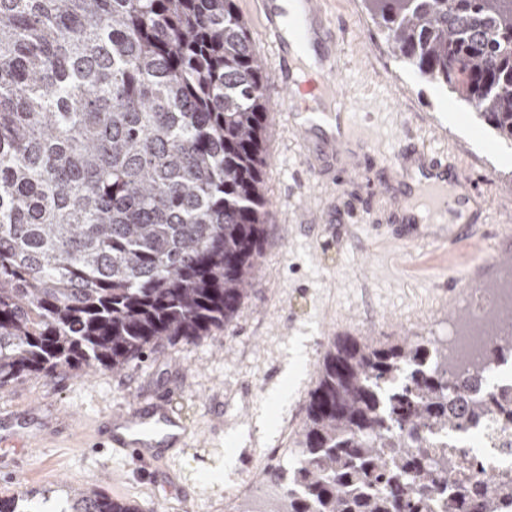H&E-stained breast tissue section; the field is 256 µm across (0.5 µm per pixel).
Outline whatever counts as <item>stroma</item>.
Instances as JSON below:
<instances>
[{
  "label": "stroma",
  "mask_w": 512,
  "mask_h": 512,
  "mask_svg": "<svg viewBox=\"0 0 512 512\" xmlns=\"http://www.w3.org/2000/svg\"><path fill=\"white\" fill-rule=\"evenodd\" d=\"M344 58L340 88L371 146L374 184L313 166L326 151L271 112L265 192L271 223L261 269L229 331L166 344L118 372L78 370L19 379L0 390V435L25 426L32 453L0 443V498L24 494L36 512H63L68 488L96 486L137 502L140 512H233L240 494H271L256 484L276 451L287 466L303 426L316 365L338 334L379 341L442 340L460 319L459 288L512 279V143L446 85L422 79L393 51L363 0H322ZM410 142L456 160L489 201L480 246L450 244L453 224L406 247L378 239L403 192L390 168ZM282 390L271 400L272 387ZM187 430L161 462L97 448L75 449L66 427L95 435L108 412L149 405L161 392Z\"/></svg>",
  "instance_id": "obj_1"
}]
</instances>
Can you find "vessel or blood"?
I'll use <instances>...</instances> for the list:
<instances>
[{"label": "vessel or blood", "mask_w": 512, "mask_h": 512, "mask_svg": "<svg viewBox=\"0 0 512 512\" xmlns=\"http://www.w3.org/2000/svg\"><path fill=\"white\" fill-rule=\"evenodd\" d=\"M304 11L288 14L286 9L259 11L260 25L266 37L274 40L281 53L278 81L285 94L279 101L298 129L316 130L331 151L358 155L367 144L354 128V109L344 105L317 112L301 110L292 73L289 43L283 35V22H291L298 41L313 40L314 49L322 59L319 81L310 87L313 99L338 96L337 79L342 66L337 53L339 39L319 0H301ZM395 174L409 178L407 192L398 205L399 221L385 227L387 238L401 245L422 239L427 224L447 221L465 225L469 240H476L486 219L488 203L478 186L468 182L456 161L429 152L422 147H403L393 159ZM169 395L157 396L154 404L136 406L124 414L110 417L109 428L102 443L110 452L135 458L160 457L164 449L181 446L185 429L169 410Z\"/></svg>", "instance_id": "vessel-or-blood-1"}]
</instances>
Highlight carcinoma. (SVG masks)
I'll use <instances>...</instances> for the list:
<instances>
[{"instance_id": "carcinoma-1", "label": "carcinoma", "mask_w": 512, "mask_h": 512, "mask_svg": "<svg viewBox=\"0 0 512 512\" xmlns=\"http://www.w3.org/2000/svg\"><path fill=\"white\" fill-rule=\"evenodd\" d=\"M394 52L512 140V0H364ZM271 79L235 0H0V389L120 371L228 328L270 217ZM483 365L448 346L335 336L282 493L234 512H502L474 495L457 432L512 423V311ZM446 440L433 446L427 436ZM70 512H136L97 487Z\"/></svg>"}]
</instances>
